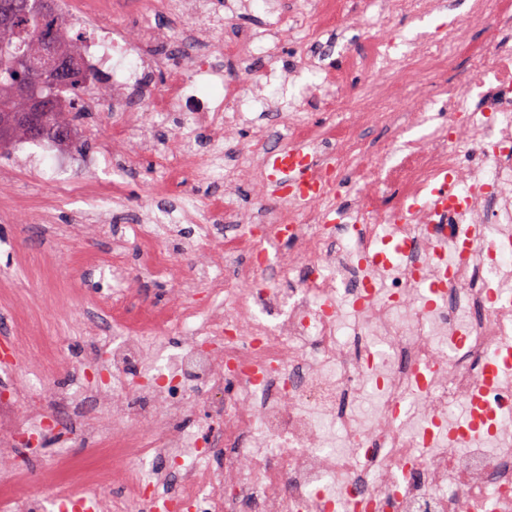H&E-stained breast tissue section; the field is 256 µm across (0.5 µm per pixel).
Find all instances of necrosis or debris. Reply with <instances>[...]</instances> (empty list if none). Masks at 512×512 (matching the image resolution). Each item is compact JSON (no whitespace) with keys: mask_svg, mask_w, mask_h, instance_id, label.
Returning <instances> with one entry per match:
<instances>
[{"mask_svg":"<svg viewBox=\"0 0 512 512\" xmlns=\"http://www.w3.org/2000/svg\"><path fill=\"white\" fill-rule=\"evenodd\" d=\"M64 4L85 64L111 75L109 94L91 86L82 97L83 111L115 114L100 156L152 148L143 99L181 119L176 146L156 154L158 192L199 177V128L224 152L226 189L208 200L207 222L189 196L168 217L197 227L185 250L196 274L166 248L167 224L140 227L141 266L177 286L162 308L140 306L125 285V231L98 225L112 248L96 264L118 286L89 298L87 318L123 335L98 343L90 363L106 376L86 391L16 385L0 398V512H46L15 452L23 438L55 448L48 472L67 512H81L76 478L118 479L98 512H512V0H476L478 43L464 24L439 42L364 34L352 66L365 87L326 73L336 90L313 100L325 121L284 110L285 139L261 129L245 143L237 132L263 108L247 74L256 38L210 32L202 49L182 34L192 63L177 69L153 52L175 0H140L133 37L113 23L111 0ZM228 60L237 69L225 71ZM150 70L165 74L161 86L148 85ZM424 75L413 111L385 110ZM207 80L219 96L198 95ZM435 105L447 114L435 136L384 142L392 164L370 175L355 155L360 130L409 127ZM301 142L321 159L294 204L272 189L266 161ZM244 176L261 191L248 210L232 190ZM173 335L174 364L129 375ZM492 363L503 371L490 380ZM478 392L490 418L462 423L456 408ZM201 410L207 421L185 431L182 417ZM78 441L109 468L77 470Z\"/></svg>","mask_w":512,"mask_h":512,"instance_id":"obj_1","label":"necrosis or debris"}]
</instances>
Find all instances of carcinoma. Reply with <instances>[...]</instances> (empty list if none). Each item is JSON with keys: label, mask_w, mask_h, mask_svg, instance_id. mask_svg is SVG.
Segmentation results:
<instances>
[{"label": "carcinoma", "mask_w": 512, "mask_h": 512, "mask_svg": "<svg viewBox=\"0 0 512 512\" xmlns=\"http://www.w3.org/2000/svg\"><path fill=\"white\" fill-rule=\"evenodd\" d=\"M67 24L61 0H52L51 7L30 9L18 15L12 27L0 29V43L12 44L26 60H38L46 46L51 45L57 57L72 71L67 79L50 82L38 71H26L16 62L0 59V122L6 123L0 137V154L12 149L19 141L33 142L26 126L15 120L29 106V98L17 92L16 85L20 81L28 83L31 95L48 94L59 101L58 109L44 116V139L72 143L70 127L80 115L81 93L90 80L91 70L82 64L80 49L68 37Z\"/></svg>", "instance_id": "obj_1"}]
</instances>
